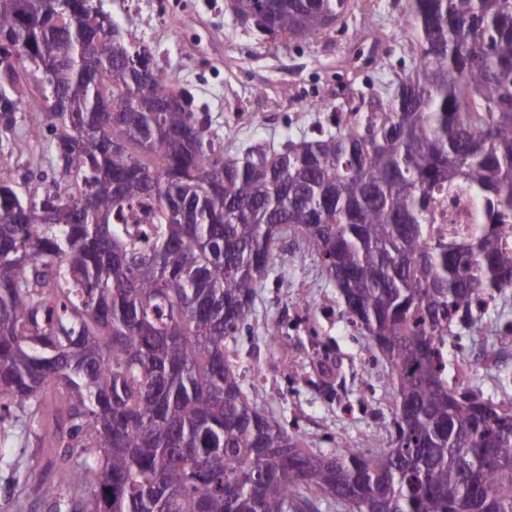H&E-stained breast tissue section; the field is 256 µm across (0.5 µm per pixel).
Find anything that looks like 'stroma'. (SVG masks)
Wrapping results in <instances>:
<instances>
[{
	"instance_id": "35a3bbf8",
	"label": "stroma",
	"mask_w": 512,
	"mask_h": 512,
	"mask_svg": "<svg viewBox=\"0 0 512 512\" xmlns=\"http://www.w3.org/2000/svg\"><path fill=\"white\" fill-rule=\"evenodd\" d=\"M190 2L174 23L160 12L157 0H104V8L134 43L147 48L153 67L176 75L232 153L254 145L277 151L322 125L317 112L296 124L262 120L265 112L301 111L292 99L295 83L335 75L346 81L350 99L388 95L397 73L411 70L417 48L410 30L395 26L394 0H349L339 30L292 40L240 25L230 0ZM366 26L382 36L388 52L378 57L370 80L364 81L346 65L356 31ZM56 144L49 122L36 123L29 113H18L15 127L0 134V153L8 159L0 177L18 183L34 176L58 180ZM278 247L288 261L272 264L261 279L239 340L250 402L314 449L331 451L347 442L388 447L394 395L384 363L371 360L352 331L318 256L292 235ZM507 319H512V305L491 308L482 334L463 337L448 354L449 360L465 357L476 366L470 385L494 402L512 401V336L496 331ZM271 326L280 330L283 349L269 344ZM322 363L334 371L329 390L318 371ZM54 458V448L38 441L33 431L1 426L0 512H76L89 489H62L56 501L36 491L38 483L59 482Z\"/></svg>"
}]
</instances>
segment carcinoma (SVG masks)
<instances>
[{"label":"carcinoma","instance_id":"1","mask_svg":"<svg viewBox=\"0 0 512 512\" xmlns=\"http://www.w3.org/2000/svg\"><path fill=\"white\" fill-rule=\"evenodd\" d=\"M0 0L25 64L0 82V127L39 96L61 181L0 180V420L58 402L59 448L85 434L70 480L84 512H512V401L457 382L448 344L505 305L512 249V0H405L412 72L345 126L279 152L216 146L185 88L150 66L101 0ZM348 0H234L244 25L314 38ZM108 58L122 84L91 75ZM471 194L466 236L433 234V190ZM301 234L351 324L389 366L387 448L303 447L245 396L240 328L276 256Z\"/></svg>","mask_w":512,"mask_h":512}]
</instances>
